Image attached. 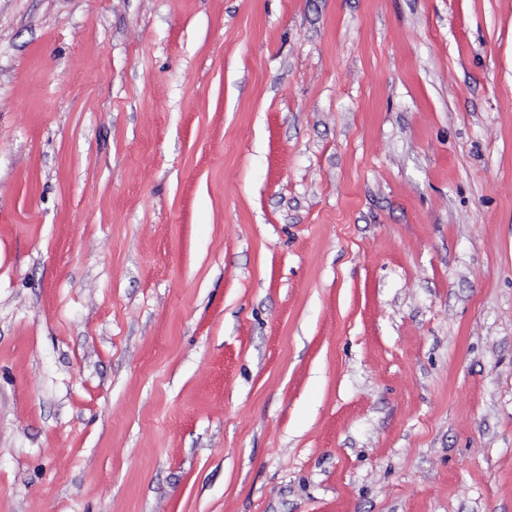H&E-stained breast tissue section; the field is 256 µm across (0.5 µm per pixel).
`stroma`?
Listing matches in <instances>:
<instances>
[{"instance_id":"stroma-1","label":"stroma","mask_w":512,"mask_h":512,"mask_svg":"<svg viewBox=\"0 0 512 512\" xmlns=\"http://www.w3.org/2000/svg\"><path fill=\"white\" fill-rule=\"evenodd\" d=\"M0 512H512V0H0Z\"/></svg>"}]
</instances>
